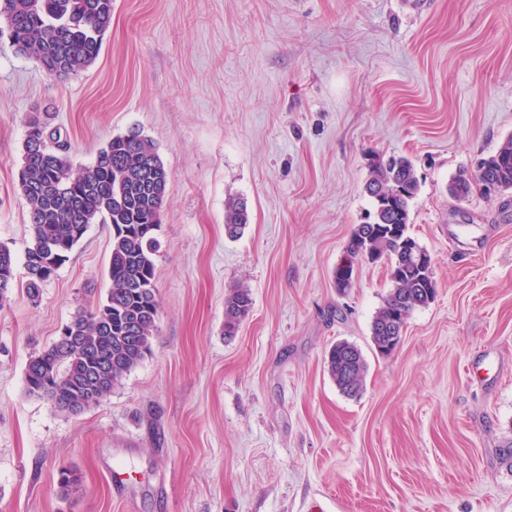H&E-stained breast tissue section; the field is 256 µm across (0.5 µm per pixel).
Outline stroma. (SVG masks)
<instances>
[{
	"label": "stroma",
	"mask_w": 512,
	"mask_h": 512,
	"mask_svg": "<svg viewBox=\"0 0 512 512\" xmlns=\"http://www.w3.org/2000/svg\"><path fill=\"white\" fill-rule=\"evenodd\" d=\"M74 166L138 129L169 171L152 350L78 415L28 396L31 355L102 301L90 225L31 302L0 306V512H512V192L448 185L512 136V0H114L98 58L47 75L0 37V242L23 255L27 123ZM410 158L435 300L379 355L384 263L334 270L374 161ZM249 222L228 237V200ZM249 316L224 333V297ZM367 363L343 395L325 357ZM76 481L61 489L59 472ZM121 482H113L112 472ZM252 308V298L248 289L233 288L224 298V333L236 335L242 321L246 319ZM325 363L330 377L343 394L352 397L360 392L365 381L367 364L358 347L347 342L336 343L329 350Z\"/></svg>",
	"instance_id": "1"
}]
</instances>
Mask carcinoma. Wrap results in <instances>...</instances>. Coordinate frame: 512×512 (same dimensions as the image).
I'll use <instances>...</instances> for the list:
<instances>
[{
	"instance_id": "1",
	"label": "carcinoma",
	"mask_w": 512,
	"mask_h": 512,
	"mask_svg": "<svg viewBox=\"0 0 512 512\" xmlns=\"http://www.w3.org/2000/svg\"><path fill=\"white\" fill-rule=\"evenodd\" d=\"M113 0H0V25L10 24L14 53L33 60L47 75L66 77L91 65L99 55L101 35L111 25ZM169 173L152 139L137 130L112 138L89 166L73 168L66 148L37 117L30 119L18 171V187L29 206L25 248V290L37 302L45 283L67 261L91 224L112 225L108 276L112 286L93 310H81L62 327L69 337L55 339L32 355L25 370V390L58 411L78 415L99 404L151 352L159 306L156 297L157 231ZM487 193L512 189V137L498 151L480 159L474 175L458 174L448 185L455 199L473 186ZM419 190L412 162L393 157L377 162L365 183L373 210L368 222L354 226L344 258L376 255L389 267L392 287L372 321L371 340L378 353L389 337L402 334L412 312L434 301L433 273L401 264L399 242L380 231L386 224L408 229L411 202ZM248 223L244 202L225 204L224 227L234 238ZM16 257L0 243V307L15 287ZM252 308L246 288H232L224 298V335H236ZM330 377L347 396L363 387L367 364L360 349L340 342L325 359Z\"/></svg>"
}]
</instances>
